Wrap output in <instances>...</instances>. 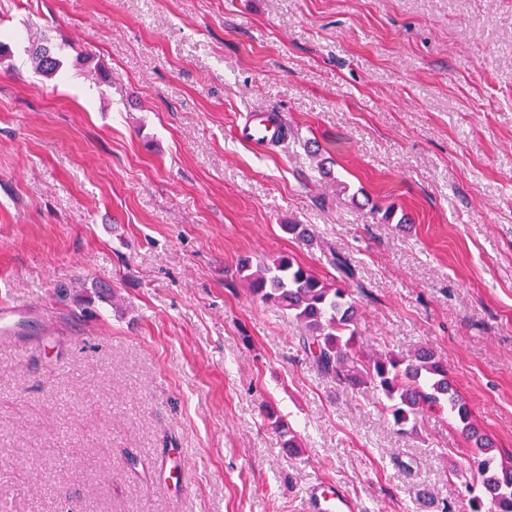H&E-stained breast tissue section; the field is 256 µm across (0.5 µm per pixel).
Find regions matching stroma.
<instances>
[{
	"label": "stroma",
	"mask_w": 512,
	"mask_h": 512,
	"mask_svg": "<svg viewBox=\"0 0 512 512\" xmlns=\"http://www.w3.org/2000/svg\"><path fill=\"white\" fill-rule=\"evenodd\" d=\"M0 41V512H464L460 426L396 433L237 263L347 256L367 351L433 347L512 455V0H0ZM32 54L38 72L46 76H52L58 72L60 61L54 56L50 47L41 44L33 49ZM280 126L275 111L257 112L239 129V136L251 143L267 145L275 138ZM305 504L310 512H353L357 509L356 503L343 491L331 490L319 481L307 487Z\"/></svg>",
	"instance_id": "1"
}]
</instances>
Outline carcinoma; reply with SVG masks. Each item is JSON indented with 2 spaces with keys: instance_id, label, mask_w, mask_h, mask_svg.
<instances>
[{
  "instance_id": "carcinoma-1",
  "label": "carcinoma",
  "mask_w": 512,
  "mask_h": 512,
  "mask_svg": "<svg viewBox=\"0 0 512 512\" xmlns=\"http://www.w3.org/2000/svg\"><path fill=\"white\" fill-rule=\"evenodd\" d=\"M33 59L36 70L46 76L60 68L59 59L44 44L33 49ZM281 228L305 245L315 239L307 224L290 221ZM328 263L336 270L330 281L290 254H278L255 265L243 257L238 267L253 296L301 326L302 346L310 351L318 370L340 384L369 387L379 394L398 431H415L419 415L428 410L448 411L472 444L469 468L448 472V478L464 485L468 512H490L491 506L495 512H512V459H504L495 442L474 424L447 364L426 345L409 357L392 350L365 355L358 329L360 308L351 290L342 286L354 277V269L347 257L334 250ZM275 426L286 437L284 447L300 452L299 438L288 423L278 419Z\"/></svg>"
}]
</instances>
